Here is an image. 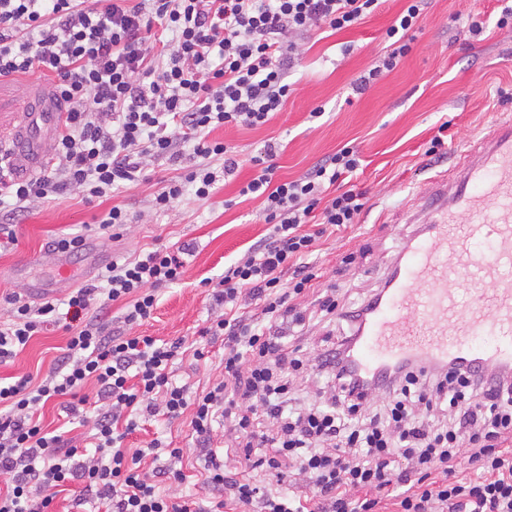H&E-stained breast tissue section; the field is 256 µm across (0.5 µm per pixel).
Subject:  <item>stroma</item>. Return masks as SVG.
I'll use <instances>...</instances> for the list:
<instances>
[{"label": "stroma", "mask_w": 512, "mask_h": 512, "mask_svg": "<svg viewBox=\"0 0 512 512\" xmlns=\"http://www.w3.org/2000/svg\"><path fill=\"white\" fill-rule=\"evenodd\" d=\"M403 7L404 0H385L358 27L319 39L297 36L299 64L290 73L295 90L283 109L257 128L213 131V138L237 147L242 163L234 177L218 183L209 200H197L189 192L167 212L151 207L164 182L183 176L193 165L187 151L175 162L155 161L147 180L113 197L91 201L72 190L34 205L15 226L16 244L0 250V322L9 316L7 297L22 293L31 278L51 283V301L62 302L86 265L84 253L72 255V276L66 280L43 265H27V258L52 252L53 240L63 234L79 233L86 243L98 242L94 224L118 205L128 211L130 222L122 238L112 242L113 256L184 242L194 246L181 280L161 292L152 317L137 327V334L209 351L207 365L188 353L177 360L173 370L178 382L199 391L222 379L224 341L199 331L206 319L223 312L210 297L211 282L219 281L225 266L266 233L259 200L241 197L239 190L253 175L249 157L270 140L282 146L277 176L288 180L345 144L360 150L364 163L355 184L368 198L367 210L354 228L323 238L310 262L317 270L315 288L343 289L348 308L361 303L380 288L404 237L428 220L422 198L426 181L451 174L456 164L451 156L437 161L425 155L426 141L444 124L453 146L466 145L485 135L496 120L512 117V33L495 29L465 47L453 29L455 20L470 11L497 14L498 0H430L408 55L364 93L353 92V80L385 51V30ZM33 86L46 89L50 82L36 74L0 79V134L27 110V91ZM317 107L323 116L310 119ZM67 337L62 327L47 325L13 361L0 365V379L46 374L63 355ZM155 438L191 451L184 461L186 480L173 485L174 497H207L203 462L194 452L187 418L143 421L123 445L143 448Z\"/></svg>", "instance_id": "1"}]
</instances>
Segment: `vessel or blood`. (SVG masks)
Instances as JSON below:
<instances>
[{
    "mask_svg": "<svg viewBox=\"0 0 512 512\" xmlns=\"http://www.w3.org/2000/svg\"><path fill=\"white\" fill-rule=\"evenodd\" d=\"M29 104L30 113L4 136L25 174L47 153L49 133L63 119L49 96L33 94ZM425 199L430 218L409 240L353 351L368 376L412 357L461 370L512 363V119L492 126L455 185L430 180ZM478 240L490 243L489 253L474 250ZM485 334L493 344L474 346L473 338Z\"/></svg>",
    "mask_w": 512,
    "mask_h": 512,
    "instance_id": "obj_1",
    "label": "vessel or blood"
}]
</instances>
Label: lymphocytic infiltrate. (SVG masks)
Returning <instances> with one entry per match:
<instances>
[{
    "mask_svg": "<svg viewBox=\"0 0 512 512\" xmlns=\"http://www.w3.org/2000/svg\"><path fill=\"white\" fill-rule=\"evenodd\" d=\"M383 0H0V77L54 76L66 114L53 175L15 178L0 164V236L16 243L19 213L77 189L94 198L137 185L149 160L200 157L184 179L154 195L169 211L185 190L209 199L239 166L219 127L266 124L286 103L294 36L362 24ZM428 0H408L385 30L386 52L357 90L393 71L411 50ZM170 40H161V33ZM276 147L250 159L241 195L260 200L269 232L225 267L212 291L224 312L201 333L224 339V377L200 392L172 374L181 342L132 329L148 320L160 290L177 283L189 246L113 260L96 283L75 289L66 310L9 297L0 363L44 325L65 319L67 355L44 378L0 384V512H49L52 490L75 484L112 512H512V366L460 372L408 361L382 378L359 373L354 335L305 349L311 322L335 320V289L314 295L307 258L329 234L359 223L366 195L344 188L361 165L343 146L305 175L277 179ZM221 171H212V160ZM122 308V329L104 333L89 308L96 293ZM312 296L310 308L296 306ZM254 312H246V305ZM323 377L309 391L311 374ZM95 395H85L86 385ZM62 398L67 414L95 402L92 449L65 447L40 411ZM190 414L204 457L210 502L161 493L181 483L184 451L152 439L128 450L141 420ZM227 438L211 448L215 423ZM166 453L148 470L146 455Z\"/></svg>",
    "mask_w": 512,
    "mask_h": 512,
    "instance_id": "1",
    "label": "lymphocytic infiltrate"
}]
</instances>
